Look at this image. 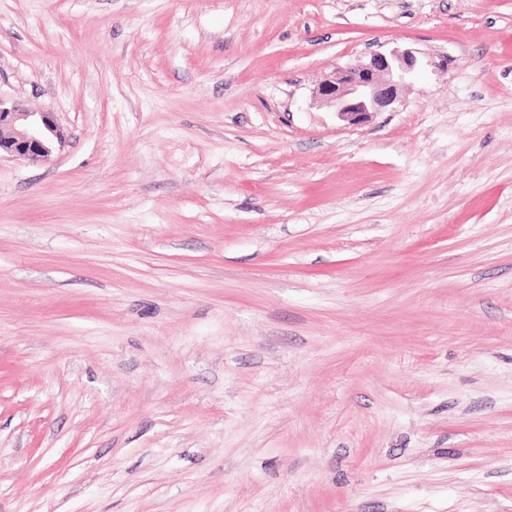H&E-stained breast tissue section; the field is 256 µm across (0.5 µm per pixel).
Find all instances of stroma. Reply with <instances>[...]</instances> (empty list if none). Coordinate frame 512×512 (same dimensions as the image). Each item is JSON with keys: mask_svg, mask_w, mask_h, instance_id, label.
Returning a JSON list of instances; mask_svg holds the SVG:
<instances>
[{"mask_svg": "<svg viewBox=\"0 0 512 512\" xmlns=\"http://www.w3.org/2000/svg\"><path fill=\"white\" fill-rule=\"evenodd\" d=\"M0 95L66 131L0 157V512H512V0H0ZM410 49L374 53L368 62L335 70L312 92L314 104L332 109L349 124L364 122L398 100L400 91L424 67L432 65Z\"/></svg>", "mask_w": 512, "mask_h": 512, "instance_id": "obj_1", "label": "stroma"}]
</instances>
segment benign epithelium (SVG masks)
Masks as SVG:
<instances>
[{"instance_id":"benign-epithelium-1","label":"benign epithelium","mask_w":512,"mask_h":512,"mask_svg":"<svg viewBox=\"0 0 512 512\" xmlns=\"http://www.w3.org/2000/svg\"><path fill=\"white\" fill-rule=\"evenodd\" d=\"M431 64L410 49L378 52L366 63L327 76L313 90L312 100L332 109L340 120L359 124L391 108L402 88ZM65 139L56 113L21 109L0 95V154L29 163L46 162Z\"/></svg>"}]
</instances>
